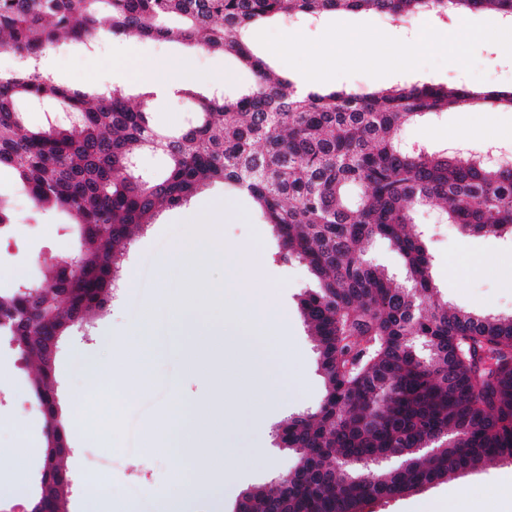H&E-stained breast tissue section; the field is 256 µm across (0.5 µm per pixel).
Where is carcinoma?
<instances>
[{
	"label": "carcinoma",
	"instance_id": "cac0c4a2",
	"mask_svg": "<svg viewBox=\"0 0 512 512\" xmlns=\"http://www.w3.org/2000/svg\"><path fill=\"white\" fill-rule=\"evenodd\" d=\"M486 10L512 20V0H0V47L20 60L17 71L0 74V169L21 181L35 206L74 216L81 240L78 271L61 258L36 287L0 291V336L35 367L31 392L43 418L44 494L53 512H68L72 491L54 389L61 342L104 310L135 233L154 223L159 207L188 202L214 182L250 195L277 241L276 259L303 263L317 282L300 313L316 336L326 393L315 410L278 425L277 443L298 456L297 470L269 490H244L246 512H360L512 456V317L435 303L430 257L408 231L415 208L437 203L466 235H512V168L408 150L399 139L426 114L512 107V89L416 81L301 94L244 39L251 24L271 17ZM169 16L183 25L169 28ZM104 28L228 53L253 83L202 97L187 91L185 124L159 130L122 90L78 91L40 70L47 50ZM34 103L72 119L33 127L24 107ZM147 151L165 156L162 176L139 171ZM375 240L403 255V280L366 258ZM399 448L410 449L407 465L385 468Z\"/></svg>",
	"mask_w": 512,
	"mask_h": 512
}]
</instances>
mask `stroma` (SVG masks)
Returning a JSON list of instances; mask_svg holds the SVG:
<instances>
[{
    "label": "stroma",
    "mask_w": 512,
    "mask_h": 512,
    "mask_svg": "<svg viewBox=\"0 0 512 512\" xmlns=\"http://www.w3.org/2000/svg\"><path fill=\"white\" fill-rule=\"evenodd\" d=\"M499 23L489 12L448 19L425 16L415 26L397 21L385 24L370 12L331 13L313 21L273 18L262 22L260 29L250 30L249 38L278 72L303 83L354 91L415 80L473 88L512 87V63L504 61L496 48ZM413 38L418 41L415 65L400 68L407 42ZM126 45L132 50L126 67L133 74L145 68L166 76L170 60L181 58L187 62L186 74L196 80L197 92L206 94L224 85L241 88L252 82L250 72L229 54L183 42L122 36L115 38L113 47ZM111 49L104 46L95 53L84 44L72 43L65 52H49L45 61L55 82L99 91L108 85ZM452 132L458 133V142L449 141ZM400 135L411 146L446 147L475 156L489 150L510 154L512 109L453 108L404 127ZM0 199L8 203L13 214L10 228L0 232V272L18 269L24 280L36 283L50 263L78 249L71 216L35 208L11 173L0 174ZM224 199L233 202L241 214L239 221L219 226L225 248L243 249L251 243L262 220L247 194L217 183L203 187L188 204L161 207L154 224L134 236L123 278L96 318L93 335L77 329L63 343L56 363L61 407L82 409L96 389L81 376L80 360L124 356L115 336L135 328L145 307L163 302L161 283H174L182 272L180 258L186 250L183 224L200 216L204 202ZM412 217L431 258L436 302L487 315H512V236H463L434 206L416 209ZM276 249L274 237H267L264 274L277 285V305L287 310L290 324L286 341L276 345L269 358L268 378L262 389L271 402L267 424L254 425L235 396H228L223 407H216L205 377L187 375L176 357L155 355L148 380L123 403L127 433L116 447L101 445L81 427L68 428L72 452L65 466L73 483L69 512H79L80 501L95 492L89 481L93 474L111 480L113 512H123L128 501L136 503L137 512H157V503L170 492L172 477L181 463L169 454H145L141 440L149 431L163 434L165 418L180 394L202 411L219 410L240 454L239 459L226 462L235 479L221 484V496L206 502L207 512H235L242 490L270 486L278 475L296 467L297 455L277 447L274 430L290 415L315 409L325 394L315 341L298 307L300 296L315 288L316 282L303 264L274 260ZM32 375L31 363L9 345L0 346V446L24 450L27 465L23 480L29 491L39 477L45 441L42 416L30 391ZM509 475L512 461L499 460L450 475L426 486L422 493L438 500L464 495L466 512H512V501L500 494L501 482Z\"/></svg>",
    "instance_id": "1"
}]
</instances>
